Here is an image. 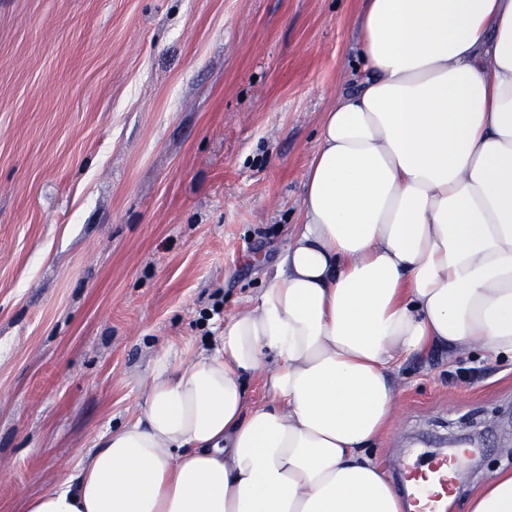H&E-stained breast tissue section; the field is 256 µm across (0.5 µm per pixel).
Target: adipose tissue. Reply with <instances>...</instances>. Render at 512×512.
Wrapping results in <instances>:
<instances>
[{
    "mask_svg": "<svg viewBox=\"0 0 512 512\" xmlns=\"http://www.w3.org/2000/svg\"><path fill=\"white\" fill-rule=\"evenodd\" d=\"M355 27L276 274L212 353H156L141 415L26 512H406L366 453L395 362L512 357V0H362ZM465 512H512V471Z\"/></svg>",
    "mask_w": 512,
    "mask_h": 512,
    "instance_id": "1",
    "label": "adipose tissue"
}]
</instances>
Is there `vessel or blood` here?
<instances>
[{
	"label": "vessel or blood",
	"instance_id": "vessel-or-blood-1",
	"mask_svg": "<svg viewBox=\"0 0 512 512\" xmlns=\"http://www.w3.org/2000/svg\"><path fill=\"white\" fill-rule=\"evenodd\" d=\"M461 462L458 453L438 451L417 454L406 463L404 494L415 512H448L441 490L449 485V466Z\"/></svg>",
	"mask_w": 512,
	"mask_h": 512
}]
</instances>
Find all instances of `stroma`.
Wrapping results in <instances>:
<instances>
[{
  "instance_id": "1",
  "label": "stroma",
  "mask_w": 512,
  "mask_h": 512,
  "mask_svg": "<svg viewBox=\"0 0 512 512\" xmlns=\"http://www.w3.org/2000/svg\"><path fill=\"white\" fill-rule=\"evenodd\" d=\"M360 7L0 0V512L140 415L155 352H209L260 296ZM393 380L368 451L391 480L409 449H475L460 506L512 471L511 359L433 346Z\"/></svg>"
}]
</instances>
